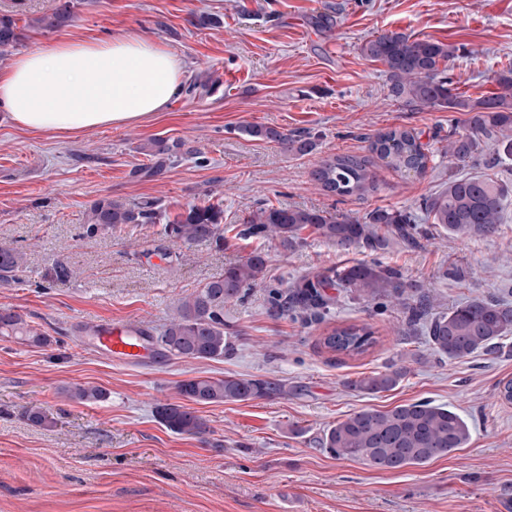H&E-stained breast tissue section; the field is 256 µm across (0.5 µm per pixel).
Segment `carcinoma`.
<instances>
[{"label": "carcinoma", "instance_id": "carcinoma-1", "mask_svg": "<svg viewBox=\"0 0 512 512\" xmlns=\"http://www.w3.org/2000/svg\"><path fill=\"white\" fill-rule=\"evenodd\" d=\"M76 0H57L52 12L20 26L9 14L0 15V57L21 46L28 30H51L73 22ZM364 54L385 67L389 93L407 104L443 108L468 115L463 132L448 134V163L458 169L474 164L484 150L492 151L488 164L502 154L512 156V69L498 76V91L477 98L452 88L448 77L456 48L440 42L390 32L366 42ZM244 132L256 139L280 146L293 154L315 148L308 137L286 133L274 127L250 125ZM372 152L403 172L425 173L428 156L419 137L405 129H390L375 136ZM320 187L332 194H363L376 188L375 175L367 161L355 156H335L314 172ZM512 191L482 175H464L448 180V187L424 200L425 220L456 237H491L499 230L504 204ZM162 214L152 201L127 204L103 197L86 212L85 235L121 227L157 224ZM223 212L213 205H190L174 221L163 225L162 234L184 244L210 241L224 245L220 224ZM310 228L322 239L348 252L364 247L372 252L385 250L392 241L408 245L417 241L419 227L413 213L375 208L363 218L337 217L328 211L308 208H260L244 218L238 234L242 237H272L285 249L299 243V234ZM25 264V254L0 247V283L16 279ZM267 255L261 250L224 269L196 293L178 301L156 343L168 356L190 360L224 357L232 350L224 323V304L244 298L247 290L264 277ZM342 288L368 302L384 300L402 307L408 324L431 318L427 342L432 351L450 360L475 354L496 356L503 338L512 334V303L491 298H472L446 313L430 316L433 298L401 270L377 261H356L314 278L294 283L274 293L271 308L275 315L320 313L327 308L324 291ZM0 336L42 346L48 337L10 308L0 309ZM376 343L374 331L362 324L332 328L321 338L327 350L346 356L362 355ZM406 375L402 367L390 365L349 381V387L366 394L396 388ZM179 394L195 404L274 400L288 394L286 384L276 378L193 377L177 385ZM79 403H96L107 393L97 386L76 385L65 389ZM161 423L176 434L204 438L211 433L208 422L179 404L157 408ZM471 438L467 421L447 405L419 400L387 410L364 408L324 430L321 448L337 459L362 461L379 470H399L424 465L465 447Z\"/></svg>", "mask_w": 512, "mask_h": 512}]
</instances>
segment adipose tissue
Segmentation results:
<instances>
[{
    "label": "adipose tissue",
    "instance_id": "adipose-tissue-1",
    "mask_svg": "<svg viewBox=\"0 0 512 512\" xmlns=\"http://www.w3.org/2000/svg\"><path fill=\"white\" fill-rule=\"evenodd\" d=\"M182 78L171 50L137 34L48 42L0 73V109L30 130L119 127L168 111Z\"/></svg>",
    "mask_w": 512,
    "mask_h": 512
}]
</instances>
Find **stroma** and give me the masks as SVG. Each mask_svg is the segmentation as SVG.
Returning a JSON list of instances; mask_svg holds the SVG:
<instances>
[{"mask_svg": "<svg viewBox=\"0 0 512 512\" xmlns=\"http://www.w3.org/2000/svg\"><path fill=\"white\" fill-rule=\"evenodd\" d=\"M202 14L210 18L204 27L195 23ZM130 31L166 45L196 91L135 124L68 133L16 126L0 110V245L26 255L19 282L0 284V307L51 338L34 346L0 337V512H499L511 505L512 404L498 391L512 379V338L498 357L451 361L430 349L425 324L409 325L393 304L333 289L324 318L278 317L268 295L374 259L419 281L438 312L478 296L512 302V199L494 237L431 229L416 245L395 242L379 254L341 252L308 232L286 249L272 238L240 237L238 226L263 206L359 218L378 207L419 213L456 173L448 133L463 131L466 115L395 100L382 65L362 47L392 31L452 45L449 75L475 98L512 66V0H79L70 25L31 30L23 47ZM254 124L311 134L316 147L283 152L246 136ZM394 128L418 134L429 157L423 175L395 171L371 152L372 137ZM158 139L173 148L161 165L151 152ZM337 155L367 159L375 189L326 194L312 173ZM104 196L157 202L169 220L191 204L220 205L224 244L188 245L164 237L158 224L85 237V214ZM257 249L268 257L265 276L225 305L236 336L222 359L160 353L123 364L92 350L79 331L132 321L158 334L180 298ZM59 263L74 269L72 279H54ZM353 323L375 333L367 353L321 346L327 329ZM391 364L406 370L395 389L349 388ZM229 375L274 377L288 393L197 406L212 429L204 442L157 419V406L181 403L179 381ZM75 385L100 387L107 397L71 401L63 390ZM416 400L460 413L471 428L466 447L382 471L319 445L328 426L354 411ZM33 406L48 413L49 425L28 421Z\"/></svg>", "mask_w": 512, "mask_h": 512, "instance_id": "stroma-1", "label": "stroma"}]
</instances>
